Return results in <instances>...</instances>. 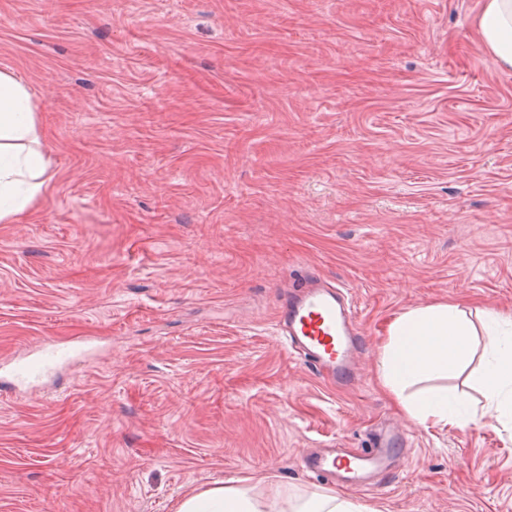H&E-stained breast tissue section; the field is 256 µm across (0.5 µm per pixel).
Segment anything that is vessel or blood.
Wrapping results in <instances>:
<instances>
[{
	"label": "vessel or blood",
	"mask_w": 512,
	"mask_h": 512,
	"mask_svg": "<svg viewBox=\"0 0 512 512\" xmlns=\"http://www.w3.org/2000/svg\"><path fill=\"white\" fill-rule=\"evenodd\" d=\"M277 327L289 345L301 351L321 375L349 380L353 356L359 344V328L339 288H314L290 299L277 317ZM81 351L75 344L48 343L33 353L18 357L7 373L0 374V390L40 379L57 365L73 361ZM390 440L380 441L365 453L335 451L324 456L305 455V469L335 477L337 482L364 487L369 477L384 471L396 456Z\"/></svg>",
	"instance_id": "obj_1"
}]
</instances>
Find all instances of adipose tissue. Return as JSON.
<instances>
[{
	"instance_id": "adipose-tissue-1",
	"label": "adipose tissue",
	"mask_w": 512,
	"mask_h": 512,
	"mask_svg": "<svg viewBox=\"0 0 512 512\" xmlns=\"http://www.w3.org/2000/svg\"><path fill=\"white\" fill-rule=\"evenodd\" d=\"M476 31L499 67L512 69V0H482ZM36 113L26 88L0 72V222L31 206L49 179ZM478 315L488 348L477 380L485 412L512 424V314ZM470 326L463 311L445 303H420L395 317L382 348L379 377L399 400L406 418L423 427L464 428L476 414L449 393L443 381L468 360ZM179 512H278L227 481L189 495ZM289 512H375L327 489L289 506Z\"/></svg>"
}]
</instances>
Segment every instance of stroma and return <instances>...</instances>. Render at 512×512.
I'll list each match as a JSON object with an SVG mask.
<instances>
[{
	"mask_svg": "<svg viewBox=\"0 0 512 512\" xmlns=\"http://www.w3.org/2000/svg\"><path fill=\"white\" fill-rule=\"evenodd\" d=\"M480 0H0L50 180L0 223V363L96 350L0 395V512H179L249 478L331 488L311 448L398 430L376 512H512V431L409 422L378 379L397 314L512 311V70ZM343 289L360 379L276 333L284 284Z\"/></svg>",
	"mask_w": 512,
	"mask_h": 512,
	"instance_id": "35a3bbf8",
	"label": "stroma"
}]
</instances>
